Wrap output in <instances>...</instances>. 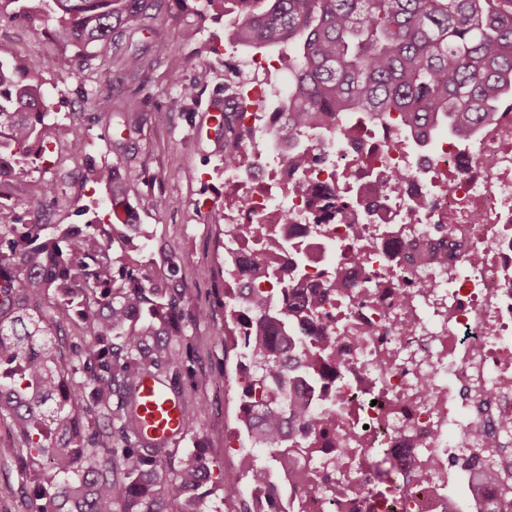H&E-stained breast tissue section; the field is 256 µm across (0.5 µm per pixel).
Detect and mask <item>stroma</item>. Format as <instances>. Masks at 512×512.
Listing matches in <instances>:
<instances>
[{
	"label": "stroma",
	"mask_w": 512,
	"mask_h": 512,
	"mask_svg": "<svg viewBox=\"0 0 512 512\" xmlns=\"http://www.w3.org/2000/svg\"><path fill=\"white\" fill-rule=\"evenodd\" d=\"M196 16L185 0H168L155 19L132 24L127 38L137 43L143 65H127V52L111 42L94 46L82 61L78 74H61L55 60L64 50L46 18L29 23L16 16L14 5L0 0V56L37 59L51 99L47 119L54 147L51 157L58 168L69 172L52 208L55 224H85L69 199L101 198L99 187L85 181L86 167L114 162L112 145L129 146L124 156L131 178L130 205L152 198L156 206L139 210L138 222L151 238L146 259L160 266L166 253L186 256L179 276L186 286L183 365L178 385L189 405L198 406L195 431L169 445L164 476L177 470L187 452L204 455L211 467L210 504L214 512H235L237 505L225 500L223 486L241 475L238 460L224 454V431L235 428L239 413V372L235 360L224 357V137L217 134L208 108L222 100L226 84L253 78L248 55L239 54V75L224 68L223 53L211 52L213 36L224 33V16H209L197 41L181 37L185 25ZM181 58L186 66L179 80L170 77L169 63ZM209 62L210 78L198 86L194 98L181 99L182 85L192 83L200 62ZM179 107H172V100ZM136 102L144 122L139 132H128L120 120L105 122V112L123 111ZM79 137L81 154H73L70 142ZM14 431L8 416H0V512H35V487L50 476L47 460L38 465L11 454Z\"/></svg>",
	"instance_id": "obj_1"
}]
</instances>
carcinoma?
I'll return each mask as SVG.
<instances>
[{
	"instance_id": "obj_1",
	"label": "carcinoma",
	"mask_w": 512,
	"mask_h": 512,
	"mask_svg": "<svg viewBox=\"0 0 512 512\" xmlns=\"http://www.w3.org/2000/svg\"><path fill=\"white\" fill-rule=\"evenodd\" d=\"M165 0H22L20 16L56 21L54 35L68 51L59 70L76 71L79 53L123 34ZM229 15V37L246 54L288 60V92L276 107L275 147L281 169L299 191L304 171L327 165L304 139L345 137L352 116L395 124L410 143L426 147L439 132L462 142L512 100V0H202L200 20ZM40 64L0 57V197L27 168L48 162V92ZM241 92L224 97V166L238 167L256 131L234 123ZM124 163L87 167L103 188L107 213L84 227L50 224L67 174L29 182L19 206L0 207V414L16 433L12 452L30 463L47 457L53 470L36 495L37 512H212L203 490L210 468L197 453L178 472L161 475L168 448L145 440L134 405L140 377H169L182 366L184 291L177 273L186 258L168 253L160 269L141 261L150 237L131 222ZM239 287L224 302L238 337L224 354H254L263 366L241 376L242 409L236 440L266 460L243 472L245 486L224 485V498L253 512V490L269 483L282 460L311 447L335 411L319 408L321 367L333 339L314 330L320 292L298 293L306 275L303 250L283 230L271 251H230ZM269 286L265 290L261 285ZM83 339L67 340L58 308ZM394 505L402 494L394 467L383 471Z\"/></svg>"
}]
</instances>
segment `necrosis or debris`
I'll list each match as a JSON object with an SVG mask.
<instances>
[{
    "mask_svg": "<svg viewBox=\"0 0 512 512\" xmlns=\"http://www.w3.org/2000/svg\"><path fill=\"white\" fill-rule=\"evenodd\" d=\"M267 97L260 84L245 90L242 120L258 134L249 167L224 172V221L287 222L300 242L335 247L337 264L311 260L298 286L315 290L333 270L343 286L321 320L335 341L325 395L336 420L261 500L286 487L316 512H388L354 489L379 451L406 488L398 512H462L476 469L495 475L487 500H511L512 111L466 144L441 135L425 151L392 125L355 120L345 138L313 143L333 163L313 167L298 194L279 170ZM441 224L456 244L445 260L429 255Z\"/></svg>",
    "mask_w": 512,
    "mask_h": 512,
    "instance_id": "1",
    "label": "necrosis or debris"
}]
</instances>
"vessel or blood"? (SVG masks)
<instances>
[{
  "instance_id": "vessel-or-blood-1",
  "label": "vessel or blood",
  "mask_w": 512,
  "mask_h": 512,
  "mask_svg": "<svg viewBox=\"0 0 512 512\" xmlns=\"http://www.w3.org/2000/svg\"><path fill=\"white\" fill-rule=\"evenodd\" d=\"M134 399L149 437L169 443L182 436L184 403L170 381L143 376L135 388Z\"/></svg>"
}]
</instances>
